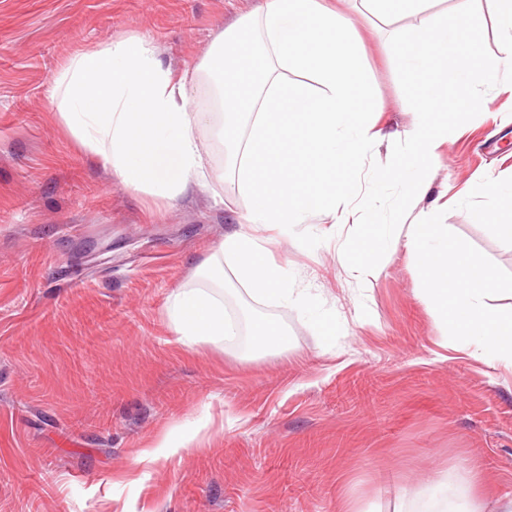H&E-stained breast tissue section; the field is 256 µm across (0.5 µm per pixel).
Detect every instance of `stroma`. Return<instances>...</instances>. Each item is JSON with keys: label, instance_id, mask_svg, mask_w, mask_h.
Instances as JSON below:
<instances>
[{"label": "stroma", "instance_id": "stroma-1", "mask_svg": "<svg viewBox=\"0 0 512 512\" xmlns=\"http://www.w3.org/2000/svg\"><path fill=\"white\" fill-rule=\"evenodd\" d=\"M261 0H0V512H394L443 469H474L483 512L512 497V373L443 347L405 249L377 281L344 269L335 243L302 225L271 244L298 287L336 319L326 341L302 313L256 299L225 272H199L233 230L225 203L248 201L224 174L223 117L200 65L234 18ZM482 56L501 50L490 0H436ZM383 106L377 216L412 202L400 187L402 101L418 85L354 20ZM138 35L192 80L206 188L168 202L134 194L92 163L51 105L55 74L77 52ZM449 124L432 171L453 201L434 223L512 283V246L487 222L475 176H512V87ZM177 288L222 296L232 317L274 319L288 347L239 359L234 342L179 341ZM148 458L130 461L141 451Z\"/></svg>", "mask_w": 512, "mask_h": 512}]
</instances>
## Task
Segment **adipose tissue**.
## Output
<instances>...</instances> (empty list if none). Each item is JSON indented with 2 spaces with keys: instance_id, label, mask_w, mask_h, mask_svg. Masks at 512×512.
Masks as SVG:
<instances>
[{
  "instance_id": "adipose-tissue-1",
  "label": "adipose tissue",
  "mask_w": 512,
  "mask_h": 512,
  "mask_svg": "<svg viewBox=\"0 0 512 512\" xmlns=\"http://www.w3.org/2000/svg\"><path fill=\"white\" fill-rule=\"evenodd\" d=\"M432 2L263 0L225 27L201 68L219 90L225 168L250 205L229 210L236 229L200 269L220 279L232 268L252 295L297 307L329 337L335 322L309 291L293 287L268 246L290 239L315 215L329 240L348 225L359 243L347 263L350 272L378 279L385 259L404 244L420 272L419 295L442 335L456 350L512 372V311L491 303L501 290L493 270L464 242L451 240L447 226L433 223L448 192L432 191L430 176L448 141L458 93L467 94L470 113L484 112L483 88L512 80V0H493L501 42L493 57L480 56L461 28L432 13ZM354 12L414 20L386 43L405 78L421 83L403 105L416 119L404 133L410 151L398 164V178L432 200L400 222L360 221L378 184L363 161L384 133L373 117L372 80ZM192 97L186 77L174 76L137 35L75 54L54 78L51 94L70 133L121 187L167 201L200 184L204 160L195 128L203 115L190 110ZM168 315L187 345L220 344L239 334L223 300L199 290L175 291ZM411 512L480 510L469 488L442 472L418 492Z\"/></svg>"
}]
</instances>
